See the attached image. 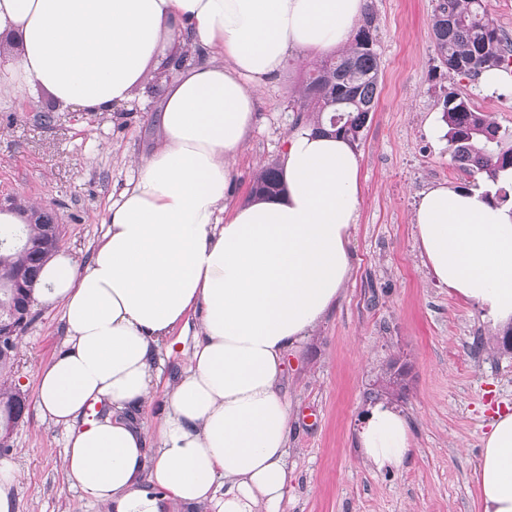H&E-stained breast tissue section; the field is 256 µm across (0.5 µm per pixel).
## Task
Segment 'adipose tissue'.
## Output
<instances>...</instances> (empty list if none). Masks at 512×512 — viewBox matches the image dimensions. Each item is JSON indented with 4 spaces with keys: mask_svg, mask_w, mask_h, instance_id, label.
<instances>
[{
    "mask_svg": "<svg viewBox=\"0 0 512 512\" xmlns=\"http://www.w3.org/2000/svg\"><path fill=\"white\" fill-rule=\"evenodd\" d=\"M365 0H0V94L46 92L103 113L132 105L161 59L196 50L155 115L161 141L136 163L84 267L59 251L38 298L61 306L68 340L38 374L40 414L66 430L64 472L106 512H279L291 413L283 359L351 275L361 203L345 139L291 132L282 190L230 206L231 161L257 124L256 94L287 58L345 46ZM437 281L493 328L512 326V210L473 189H429L414 213ZM199 315L189 364L156 422L160 347ZM107 402L111 415L87 416ZM410 424L379 402L358 444L375 468L412 454ZM481 512H512V412L497 413L474 470Z\"/></svg>",
    "mask_w": 512,
    "mask_h": 512,
    "instance_id": "ef3b65f1",
    "label": "adipose tissue"
}]
</instances>
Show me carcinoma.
<instances>
[{
    "label": "carcinoma",
    "mask_w": 512,
    "mask_h": 512,
    "mask_svg": "<svg viewBox=\"0 0 512 512\" xmlns=\"http://www.w3.org/2000/svg\"><path fill=\"white\" fill-rule=\"evenodd\" d=\"M374 30V17L368 15L347 51L323 63L306 87L302 111L315 113L317 126L325 120L334 134L351 142L360 139L380 94L381 62ZM432 33L438 60L450 76H476L483 69L512 64V39L490 16L488 0H437ZM440 111L454 160L465 171L484 173L497 186L495 203L505 204L512 196L500 183L512 177V133L501 130L476 111L468 97L455 92L443 96ZM278 183V168L270 166L252 193H268ZM59 243L60 227L54 226L48 210L33 224H6L0 229V272L21 274L19 287L0 288V322L10 320L11 309L31 297L36 272L57 252ZM27 328L17 326L12 348L0 349V374L13 366L20 335ZM25 407L24 393L0 386V438H9Z\"/></svg>",
    "instance_id": "obj_1"
}]
</instances>
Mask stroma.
<instances>
[{
  "instance_id": "35a3bbf8",
  "label": "stroma",
  "mask_w": 512,
  "mask_h": 512,
  "mask_svg": "<svg viewBox=\"0 0 512 512\" xmlns=\"http://www.w3.org/2000/svg\"><path fill=\"white\" fill-rule=\"evenodd\" d=\"M435 0H366L381 60L375 112L354 149L361 208L351 233L352 272L322 322L284 358L280 380L291 412L288 471L280 512H479L474 468L497 411L512 408V350L488 347L481 312L449 294L430 273L413 215L430 187L489 188L464 172L444 136L439 100L469 96L477 111L512 130V90L488 93L476 78L447 75L432 39ZM325 56L288 59L258 97L259 131L233 164L227 204L248 199L260 169L279 162L307 80ZM159 140L151 113L62 110L47 94L0 100V198L40 202L59 224L60 247L85 265L102 238L132 161ZM9 370L27 408L0 458L13 462L17 512H102L65 480L63 427L44 420L37 376L64 347L60 306L37 304ZM193 336L160 348L162 378L146 416L156 419L184 372ZM406 372L394 404L408 417L414 454L399 470L369 465L356 445L367 409L377 403L388 364Z\"/></svg>"
}]
</instances>
